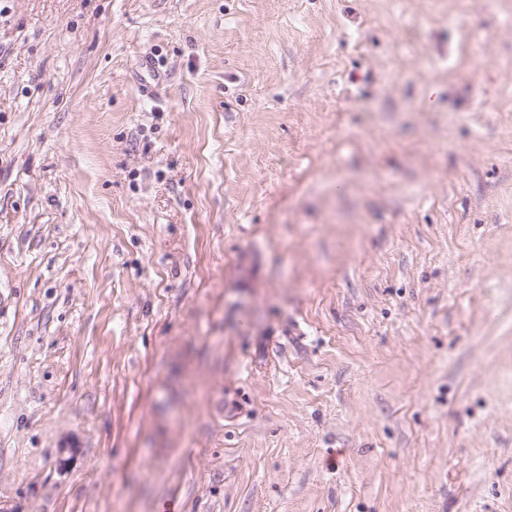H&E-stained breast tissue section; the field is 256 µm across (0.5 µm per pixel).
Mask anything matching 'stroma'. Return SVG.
<instances>
[{"instance_id": "1", "label": "stroma", "mask_w": 512, "mask_h": 512, "mask_svg": "<svg viewBox=\"0 0 512 512\" xmlns=\"http://www.w3.org/2000/svg\"><path fill=\"white\" fill-rule=\"evenodd\" d=\"M0 507L512 512V0H0Z\"/></svg>"}]
</instances>
